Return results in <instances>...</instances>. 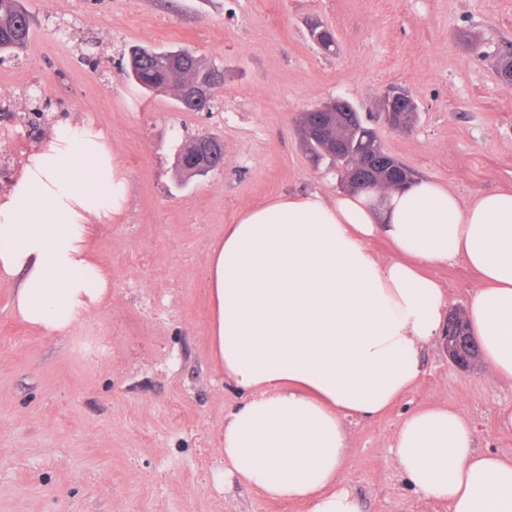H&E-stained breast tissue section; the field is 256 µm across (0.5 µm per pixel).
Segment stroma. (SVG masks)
I'll return each mask as SVG.
<instances>
[{
    "label": "stroma",
    "instance_id": "stroma-1",
    "mask_svg": "<svg viewBox=\"0 0 512 512\" xmlns=\"http://www.w3.org/2000/svg\"><path fill=\"white\" fill-rule=\"evenodd\" d=\"M37 23L19 60L0 64V162L29 158L10 135L49 100L54 127L102 132L128 180L123 212L93 227L112 300L61 335L12 313L19 277L0 279V512H309L224 477L219 440L240 396L208 342L206 264L226 224L279 195L341 192L296 134L301 112L341 97L378 112L392 88L419 106L408 133L378 127L415 176L462 197L512 188V0H26ZM336 35L322 52L315 26ZM134 45L188 47L224 71L219 107L184 112L124 75ZM224 142L223 166L185 178L177 149ZM429 275L449 310L480 287L460 266ZM422 381L384 417L352 422L346 483L362 512H448L407 486L388 453L405 413L441 401L477 423L484 451L512 452L497 411L512 386L485 363L463 371L442 344Z\"/></svg>",
    "mask_w": 512,
    "mask_h": 512
}]
</instances>
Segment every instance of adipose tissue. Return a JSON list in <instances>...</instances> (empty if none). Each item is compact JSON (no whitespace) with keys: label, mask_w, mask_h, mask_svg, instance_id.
<instances>
[{"label":"adipose tissue","mask_w":512,"mask_h":512,"mask_svg":"<svg viewBox=\"0 0 512 512\" xmlns=\"http://www.w3.org/2000/svg\"><path fill=\"white\" fill-rule=\"evenodd\" d=\"M127 178L100 132L56 131L0 201V276L13 310L64 333L112 297L93 222L124 205ZM386 241L383 254L374 241ZM461 263L483 283L467 309L480 354L512 381V190L465 199L434 180L369 193L280 196L227 225L206 266L211 353L241 392L224 416L229 473L310 512H361L344 485L348 420L377 419L422 380L448 292L429 265ZM397 470L449 512H512V456L479 450L471 419L438 402L404 415Z\"/></svg>","instance_id":"1"}]
</instances>
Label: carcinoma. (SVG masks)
<instances>
[{
  "mask_svg": "<svg viewBox=\"0 0 512 512\" xmlns=\"http://www.w3.org/2000/svg\"><path fill=\"white\" fill-rule=\"evenodd\" d=\"M32 33L31 16L24 0H0V54L15 55L22 51ZM214 68L186 47L172 50L134 45L130 47L125 75L149 93L178 90L196 72ZM301 118L313 127L317 138L309 141L308 152L315 163L327 162L337 169L345 186L371 192L380 189L385 181L383 173L369 166L371 161L384 159L395 165L396 177H414L412 170L383 147L376 129L362 116L352 120L343 112H317L308 109ZM343 139L348 147L336 151V140Z\"/></svg>",
  "mask_w": 512,
  "mask_h": 512,
  "instance_id": "obj_1",
  "label": "carcinoma"
}]
</instances>
